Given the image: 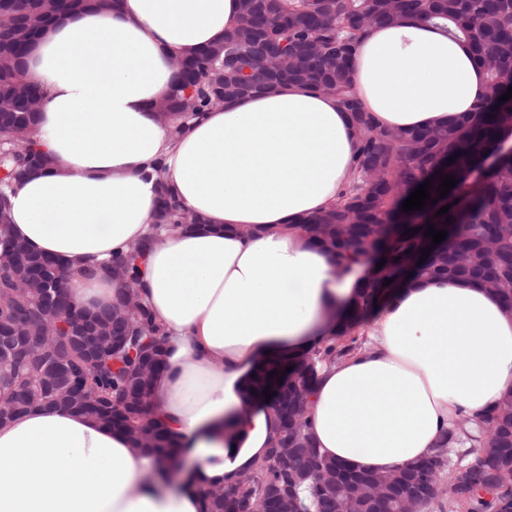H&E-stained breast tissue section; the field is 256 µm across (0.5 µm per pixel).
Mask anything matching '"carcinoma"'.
Returning a JSON list of instances; mask_svg holds the SVG:
<instances>
[{"instance_id": "carcinoma-1", "label": "carcinoma", "mask_w": 512, "mask_h": 512, "mask_svg": "<svg viewBox=\"0 0 512 512\" xmlns=\"http://www.w3.org/2000/svg\"><path fill=\"white\" fill-rule=\"evenodd\" d=\"M117 0H0V26L4 29L7 55L3 68L17 75L0 84V225L11 224L10 192L26 177L28 169L48 161L32 133L39 110L32 108L33 85L22 62L32 42L25 39L26 24L51 23L56 18L88 7L110 12ZM406 17L425 23L446 20L449 33L471 43L476 62L486 74L483 101L468 115L446 125L416 130H397L378 125L366 112L349 78L356 43L373 26L397 25ZM288 69V82L308 85L336 97L350 113L358 134L357 154L349 181L336 205L306 218L299 228L312 240L334 252L342 262L364 260L372 270L367 284L355 295L350 321L335 339L308 353L280 364L263 367L251 383L252 394L263 398L265 387L272 397L266 402L280 419L275 436L293 456H310L324 468L336 460L320 453L309 433L310 416L302 405L310 400L323 363L340 361L361 344L357 336L362 320L383 294L411 279L437 276L466 278L483 283L512 309V157L493 175L481 171L483 160L496 154L512 134V98H498L512 86V0H240L235 27L224 43L198 52L177 66V87L167 96L168 110L183 113L185 99L202 113L238 97L272 88L269 68ZM453 162H448V159ZM456 177V185L444 198L436 189L441 176ZM431 181L436 203L408 213L402 203L420 184ZM450 209L437 214L443 206ZM452 224H445L446 219ZM202 220L185 213L169 192H162L156 225L166 229ZM447 231V236L425 254L422 243L428 224ZM418 229L412 236L406 231ZM151 246L147 237L133 252L119 255L127 279L140 280L142 264ZM427 256L423 262L422 256ZM385 265L378 269L380 261ZM392 283L384 285L385 280ZM11 275L0 270V337L21 328L53 337L42 345L40 364H15L11 380L3 388L18 390L21 403L32 394L56 407L61 395L85 392L100 405L82 413L121 430L131 447L146 448L164 458L180 455L179 445L158 419H146L136 398L151 395L153 380L136 382L131 369L135 360L127 354L108 357V362L88 366L60 328H48L41 314L47 291L68 289L64 269L50 273V283L28 285L13 296ZM121 292L111 307L93 314L102 333L127 339L135 345L144 339L165 342L162 326L141 305L132 324L119 315L125 304ZM290 366L292 370L285 371ZM277 372L271 378L269 373ZM283 382H278V376ZM481 436L471 427L455 423L443 434L436 452L428 459L388 472L369 475L380 485L373 497L348 504L349 488L342 480L319 483L292 468L281 470L265 458L255 465L246 492L224 486L199 490L203 512H247L248 505L269 494L274 483L290 485L301 512H400L405 499L416 493L424 512H496L499 501L512 497V393L504 396L480 419ZM461 449L457 462L448 455ZM470 455L472 462H464Z\"/></svg>"}]
</instances>
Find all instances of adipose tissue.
<instances>
[{
  "instance_id": "1",
  "label": "adipose tissue",
  "mask_w": 512,
  "mask_h": 512,
  "mask_svg": "<svg viewBox=\"0 0 512 512\" xmlns=\"http://www.w3.org/2000/svg\"><path fill=\"white\" fill-rule=\"evenodd\" d=\"M239 0H120L54 23L23 66L43 89L50 167L11 197L12 233L59 258L74 300L111 306L101 268L152 237L139 295L166 331L152 397L189 466L166 462L67 409L0 427V512H201L197 488L228 485L269 453L276 414L246 400L248 380L336 336L365 276L298 229L332 206L357 134L334 96L284 84L205 112L180 135L155 117L173 61L222 42ZM351 80L379 125L458 119L483 98L485 72L446 25L408 18L356 46ZM203 229L152 231L162 189ZM355 353L324 367L310 397L320 451L364 473L429 458L452 422L512 392V310L478 284L413 281L383 296Z\"/></svg>"
}]
</instances>
